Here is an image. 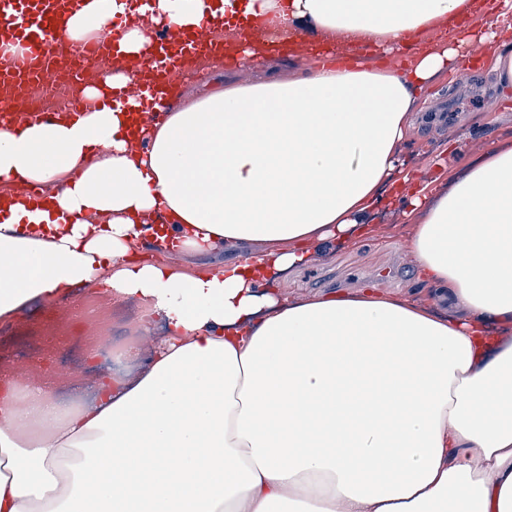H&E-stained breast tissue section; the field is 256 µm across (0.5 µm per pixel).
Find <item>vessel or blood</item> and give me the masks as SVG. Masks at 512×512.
Here are the masks:
<instances>
[{
  "label": "vessel or blood",
  "instance_id": "1",
  "mask_svg": "<svg viewBox=\"0 0 512 512\" xmlns=\"http://www.w3.org/2000/svg\"><path fill=\"white\" fill-rule=\"evenodd\" d=\"M80 0H0V128L20 126L39 118L27 99L36 80L51 76L63 60L74 62L70 82L80 80L79 62L87 57L109 63L121 61V32L127 17L114 19L110 37H97L82 46L66 45L58 35L63 19L75 11ZM217 23L206 22L184 32L179 43L155 39L147 53V64L138 67L130 82L111 90L112 100L154 109L162 103L169 76L195 56L218 50L214 40ZM13 51H5V44Z\"/></svg>",
  "mask_w": 512,
  "mask_h": 512
}]
</instances>
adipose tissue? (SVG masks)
I'll return each instance as SVG.
<instances>
[{
  "label": "adipose tissue",
  "instance_id": "obj_1",
  "mask_svg": "<svg viewBox=\"0 0 512 512\" xmlns=\"http://www.w3.org/2000/svg\"><path fill=\"white\" fill-rule=\"evenodd\" d=\"M472 0H145L179 30L238 13L304 25L305 68L185 100L161 118L103 102L0 129V322L101 286L166 333L121 358L90 402L44 383L0 387V512H512V145L489 144L447 190L397 167L419 94L459 72L460 48L512 86V0L432 43ZM129 0H83L62 39L103 34ZM352 60L328 53L333 42ZM79 170L71 179V170ZM49 188L45 202L14 194ZM408 208L405 247L429 306L376 295L291 299L274 276L367 239ZM190 274L137 262L150 219Z\"/></svg>",
  "mask_w": 512,
  "mask_h": 512
}]
</instances>
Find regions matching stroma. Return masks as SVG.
Returning <instances> with one entry per match:
<instances>
[{
  "mask_svg": "<svg viewBox=\"0 0 512 512\" xmlns=\"http://www.w3.org/2000/svg\"><path fill=\"white\" fill-rule=\"evenodd\" d=\"M469 60L454 81H439L419 99L403 158L417 179L429 181L462 168L480 157L488 140L512 141V87L499 85L488 69L473 67L484 54L479 44L467 46ZM376 233L358 247L295 268L280 279L277 288L290 297L328 291L355 293L372 290L399 297L415 290L411 260L404 248L412 227L400 208L382 211L374 219ZM68 308L69 329L79 336V356L58 351L51 359L56 396L68 399L85 390L93 375L85 354L103 336H113L115 346L128 336H140L146 316L143 305L109 299L96 291L61 303L35 302L10 322L0 325V350L10 356V376L19 381L32 377L47 343L32 332L45 314Z\"/></svg>",
  "mask_w": 512,
  "mask_h": 512,
  "instance_id": "stroma-1",
  "label": "stroma"
}]
</instances>
